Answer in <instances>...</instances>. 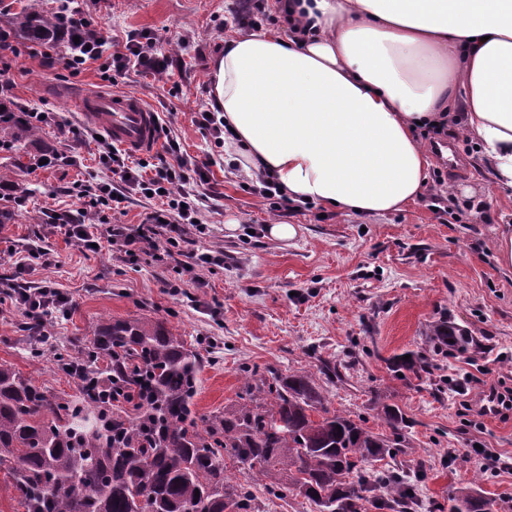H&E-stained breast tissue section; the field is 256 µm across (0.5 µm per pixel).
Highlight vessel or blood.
Here are the masks:
<instances>
[{"label": "vessel or blood", "mask_w": 512, "mask_h": 512, "mask_svg": "<svg viewBox=\"0 0 512 512\" xmlns=\"http://www.w3.org/2000/svg\"><path fill=\"white\" fill-rule=\"evenodd\" d=\"M79 108L86 123L107 134L124 150L140 153L158 144L157 114L137 95L87 91Z\"/></svg>", "instance_id": "vessel-or-blood-1"}]
</instances>
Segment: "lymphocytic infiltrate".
I'll list each match as a JSON object with an SVG mask.
<instances>
[{"mask_svg":"<svg viewBox=\"0 0 512 512\" xmlns=\"http://www.w3.org/2000/svg\"><path fill=\"white\" fill-rule=\"evenodd\" d=\"M57 13L67 31L76 37L68 47L66 67L78 70L101 58L104 42L91 28L78 0H60ZM155 44L156 39L150 33L128 35L123 50L112 55L113 68L119 71L133 63L157 76L168 75L173 55L157 52ZM165 151L166 159L154 164L152 176L146 178L131 170L118 149L106 143L98 146V163L110 170L112 177L85 186L82 194L103 205L112 203L115 197L132 193L159 199V207L146 213L137 226L110 224L106 228H99L89 223L88 210L84 207L47 211L46 224L63 229L72 245L83 251L94 247L114 248L125 260L134 261L140 252L150 249L179 261L182 268L190 271L223 265V253L185 249L186 230L198 215V204L185 189L190 164L183 156L177 139H167ZM25 251V256L14 260L13 272L5 277L4 282L30 324L42 328L53 312L63 310L67 299L52 285L30 279L31 260H38L43 265L52 264L50 249L30 244Z\"/></svg>","mask_w":512,"mask_h":512,"instance_id":"f902f5d3","label":"lymphocytic infiltrate"}]
</instances>
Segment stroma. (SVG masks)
I'll return each mask as SVG.
<instances>
[{"label": "stroma", "instance_id": "35a3bbf8", "mask_svg": "<svg viewBox=\"0 0 512 512\" xmlns=\"http://www.w3.org/2000/svg\"><path fill=\"white\" fill-rule=\"evenodd\" d=\"M230 6L231 0H83L107 44L100 60L66 69L62 45L46 57L23 47L8 56L7 99L55 113L59 123L21 144L28 168L13 180L27 205L0 227V274L9 269L10 250L40 244L56 260L32 277L51 283L69 303L37 339L15 300L0 298V363L33 376L50 394L75 395L79 383L60 370L58 353L87 347L103 319L162 317L202 361L199 413L237 404L248 370L304 371L330 412L363 420L376 433H392L378 414L382 405L402 410V454L367 470L399 469L415 487L418 512H452L456 490L470 484L495 512H512V471L491 472L474 452L479 444L512 456V417L462 415L448 385L465 376L512 381V269L502 268L494 251L499 234L512 228V201L478 164L474 141L451 132L443 141L455 149L458 170L430 158L455 189L447 211L433 209L426 195L375 217L306 205L282 217L299 225L294 240L267 238L268 202L244 190L238 169L196 122L210 106L211 60L236 30ZM141 31L156 36L161 52L187 41L182 64L168 77L134 65L113 69L112 47ZM89 89L138 95L169 123L183 155L205 163L207 179L194 188L202 228L191 231L190 246L223 252L224 266L182 272L147 255L131 263L107 248L80 251L59 229L40 226L44 211L80 206L78 190L109 176L95 161L96 145L86 137L91 127L73 100ZM231 221L236 230H227ZM174 279L178 292L166 291ZM443 322L466 330V351L437 346L433 331ZM405 351L424 356L430 373H394L389 360ZM329 366L334 375H325Z\"/></svg>", "mask_w": 512, "mask_h": 512}]
</instances>
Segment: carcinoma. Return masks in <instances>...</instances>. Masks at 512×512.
<instances>
[{"label":"carcinoma","mask_w":512,"mask_h":512,"mask_svg":"<svg viewBox=\"0 0 512 512\" xmlns=\"http://www.w3.org/2000/svg\"><path fill=\"white\" fill-rule=\"evenodd\" d=\"M12 25L32 47L67 42L55 15L33 4L13 14ZM27 110L0 102V151L9 164L0 181L25 166L18 145L36 138ZM440 346L462 349L464 330L441 325ZM109 356L103 370L93 365ZM59 365L83 362L87 373L130 393L128 417L105 393L52 396L31 377L0 364V472L8 475L23 512H259L253 483L269 480L268 494L291 490L316 512H407L411 486L397 470L370 478L365 463L402 452L399 407L383 408L393 437L376 434L330 413L325 396L304 371L272 379L250 374L254 389L222 414L194 408L201 362L168 323L153 317L105 320L84 354H61ZM396 372L428 371L419 357L391 360ZM247 471L233 482L228 466ZM383 489L368 497L372 484ZM457 512H487L474 489H458Z\"/></svg>","instance_id":"cac0c4a2"}]
</instances>
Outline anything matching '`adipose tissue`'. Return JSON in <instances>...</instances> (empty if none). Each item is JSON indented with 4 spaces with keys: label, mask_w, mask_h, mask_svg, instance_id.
<instances>
[{
    "label": "adipose tissue",
    "mask_w": 512,
    "mask_h": 512,
    "mask_svg": "<svg viewBox=\"0 0 512 512\" xmlns=\"http://www.w3.org/2000/svg\"><path fill=\"white\" fill-rule=\"evenodd\" d=\"M283 31L209 70L224 152L290 200L380 216L427 186L418 132L459 124L512 198V0H272Z\"/></svg>",
    "instance_id": "obj_1"
}]
</instances>
